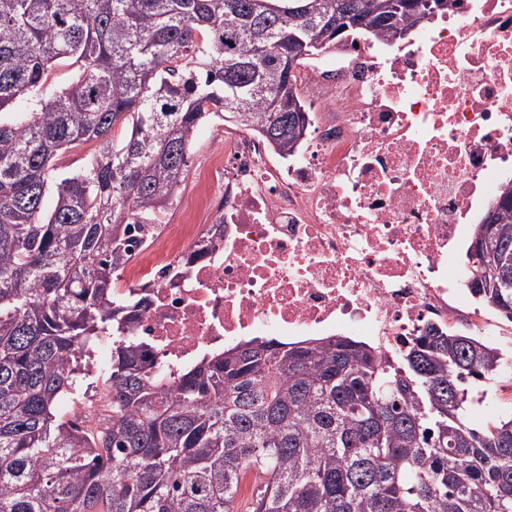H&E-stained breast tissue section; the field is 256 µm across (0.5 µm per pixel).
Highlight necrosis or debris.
Segmentation results:
<instances>
[{
	"label": "necrosis or debris",
	"instance_id": "obj_1",
	"mask_svg": "<svg viewBox=\"0 0 512 512\" xmlns=\"http://www.w3.org/2000/svg\"><path fill=\"white\" fill-rule=\"evenodd\" d=\"M310 137L248 126L183 222L147 225L112 294L149 370L248 338L348 336L399 362L426 328L512 342L476 309L470 227L512 186V0H450L417 39L340 40L307 64Z\"/></svg>",
	"mask_w": 512,
	"mask_h": 512
}]
</instances>
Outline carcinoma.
<instances>
[{
    "label": "carcinoma",
    "mask_w": 512,
    "mask_h": 512,
    "mask_svg": "<svg viewBox=\"0 0 512 512\" xmlns=\"http://www.w3.org/2000/svg\"><path fill=\"white\" fill-rule=\"evenodd\" d=\"M400 18L390 0H0V512H236L249 473L248 512H512V415L467 418L506 354L474 336L430 328L397 368L349 337L247 340L174 379L120 335L135 218L171 201L203 120L294 150L302 61L355 34L402 39ZM65 62L77 83L43 96ZM476 235L471 291L512 322V288L485 276L512 255V188ZM108 331L112 422L92 432L58 410Z\"/></svg>",
    "instance_id": "1"
}]
</instances>
